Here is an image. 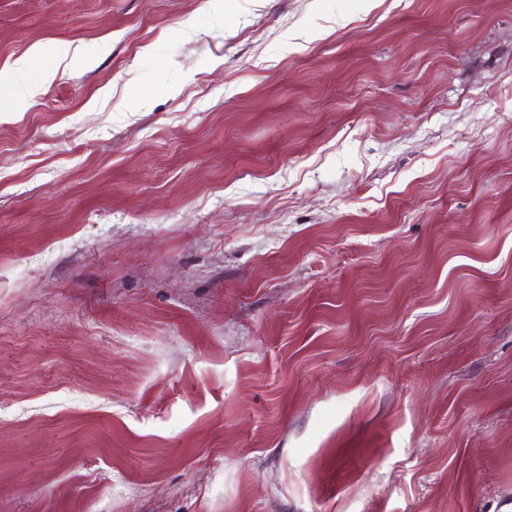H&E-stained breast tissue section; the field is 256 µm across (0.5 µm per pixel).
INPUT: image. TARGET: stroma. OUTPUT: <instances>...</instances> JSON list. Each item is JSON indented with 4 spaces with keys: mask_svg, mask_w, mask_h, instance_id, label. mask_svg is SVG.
<instances>
[{
    "mask_svg": "<svg viewBox=\"0 0 512 512\" xmlns=\"http://www.w3.org/2000/svg\"><path fill=\"white\" fill-rule=\"evenodd\" d=\"M0 512L512 500V0H0ZM35 57L45 60L42 80L49 83L54 80L58 72V66L62 62H66L70 66H76L84 60L85 55L79 49L72 48L68 43H53L39 46L33 50L31 55L16 59L8 69L0 71L1 90L6 86L14 100L26 101L32 97L31 89L24 84L14 83L12 74L26 70L32 58Z\"/></svg>",
    "mask_w": 512,
    "mask_h": 512,
    "instance_id": "obj_1",
    "label": "stroma"
}]
</instances>
